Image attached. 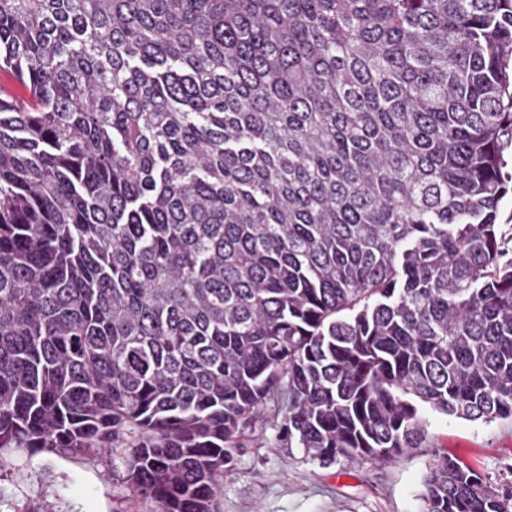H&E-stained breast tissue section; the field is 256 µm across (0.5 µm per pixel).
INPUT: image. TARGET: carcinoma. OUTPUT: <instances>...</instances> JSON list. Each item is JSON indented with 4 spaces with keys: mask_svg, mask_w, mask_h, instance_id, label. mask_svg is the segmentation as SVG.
I'll use <instances>...</instances> for the list:
<instances>
[{
    "mask_svg": "<svg viewBox=\"0 0 512 512\" xmlns=\"http://www.w3.org/2000/svg\"><path fill=\"white\" fill-rule=\"evenodd\" d=\"M2 70L0 448L217 512L280 393L322 466L512 419V0H0Z\"/></svg>",
    "mask_w": 512,
    "mask_h": 512,
    "instance_id": "1",
    "label": "carcinoma"
}]
</instances>
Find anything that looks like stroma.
<instances>
[{
	"label": "stroma",
	"instance_id": "obj_1",
	"mask_svg": "<svg viewBox=\"0 0 512 512\" xmlns=\"http://www.w3.org/2000/svg\"><path fill=\"white\" fill-rule=\"evenodd\" d=\"M287 399L261 407L217 498L218 512H422L423 478L436 451L415 448L388 462L312 461L288 446L281 427ZM424 416L445 452L493 485L512 489V420L488 424ZM112 477L107 455L0 450V512H151Z\"/></svg>",
	"mask_w": 512,
	"mask_h": 512
}]
</instances>
